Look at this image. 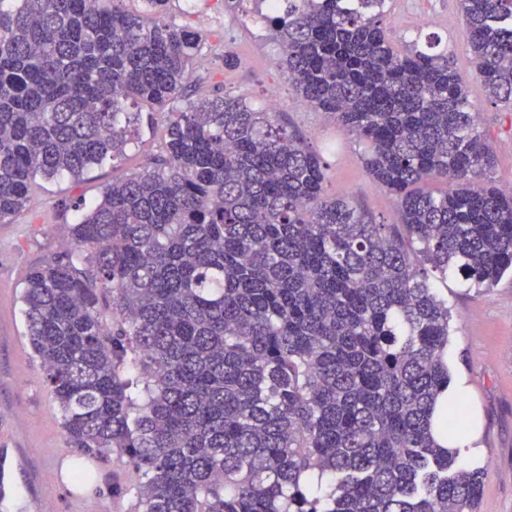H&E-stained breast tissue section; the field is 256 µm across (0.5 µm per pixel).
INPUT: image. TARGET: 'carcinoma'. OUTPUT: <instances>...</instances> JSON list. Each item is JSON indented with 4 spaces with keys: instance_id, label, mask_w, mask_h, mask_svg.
I'll list each match as a JSON object with an SVG mask.
<instances>
[{
    "instance_id": "cac0c4a2",
    "label": "carcinoma",
    "mask_w": 512,
    "mask_h": 512,
    "mask_svg": "<svg viewBox=\"0 0 512 512\" xmlns=\"http://www.w3.org/2000/svg\"><path fill=\"white\" fill-rule=\"evenodd\" d=\"M0 0V224L36 179L74 181L178 97L204 37L169 0ZM476 80L512 112V0H457ZM264 20L309 105L397 200L375 224L321 158L239 96L170 110L164 157L75 211L30 267L26 337L75 448L138 474L131 512H475L483 472L435 440L451 313L438 283L512 273V193L448 51L400 52L389 0H224ZM429 179L455 183L448 193ZM466 406L444 403L443 433ZM317 475L311 485L305 479Z\"/></svg>"
}]
</instances>
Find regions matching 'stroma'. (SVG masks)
<instances>
[{
    "label": "stroma",
    "mask_w": 512,
    "mask_h": 512,
    "mask_svg": "<svg viewBox=\"0 0 512 512\" xmlns=\"http://www.w3.org/2000/svg\"><path fill=\"white\" fill-rule=\"evenodd\" d=\"M390 11L405 20L404 26L386 27L397 49L418 36L439 42L453 57L479 126L494 149L492 179L500 189L512 190V112L491 104L475 79L457 0H393ZM200 12L209 13L212 24L204 31L206 43L194 63L185 98L226 93L262 105L270 93H277L283 121L321 157L327 194L346 198L375 223H399L396 199L369 175L362 144L304 102L278 67L280 49L268 30L244 15L225 11L222 0H171L167 19L192 26ZM428 14L437 17V24H421V17ZM228 50L237 57L236 67L230 69L224 65ZM154 117L150 130L113 165L95 169L79 181L38 182L26 209L11 223L0 224V437L29 449L40 463L49 512H67L77 489L56 480L55 472L64 460L81 457L82 452L69 444L61 411L26 341L20 300L23 281L30 266L67 243L72 218L62 215L59 199H93L103 184L143 172L161 157L167 115L158 111ZM444 293L452 311L448 366L452 374L466 377L464 401L482 430L483 494L476 512H512V275L486 292L458 287L452 280ZM89 465L95 487L87 498L94 512H129L136 498L130 468L109 460L93 459Z\"/></svg>",
    "instance_id": "1"
}]
</instances>
